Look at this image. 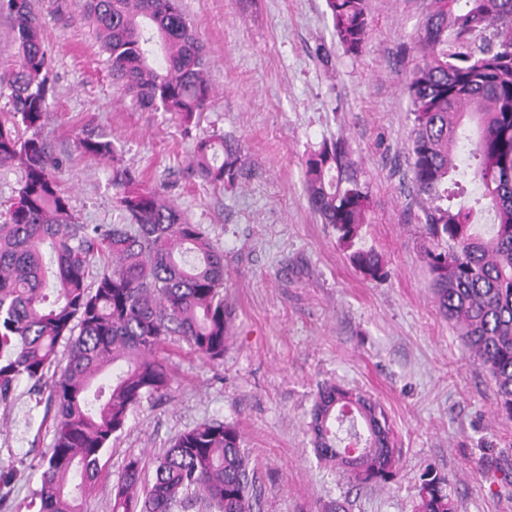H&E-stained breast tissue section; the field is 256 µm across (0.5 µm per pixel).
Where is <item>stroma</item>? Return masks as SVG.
<instances>
[{"instance_id":"obj_1","label":"stroma","mask_w":512,"mask_h":512,"mask_svg":"<svg viewBox=\"0 0 512 512\" xmlns=\"http://www.w3.org/2000/svg\"><path fill=\"white\" fill-rule=\"evenodd\" d=\"M428 0H366L359 56L343 53L325 0H183L204 44L214 97L191 132L167 112L138 108L100 50L75 0H35L45 45L50 110L43 135L61 161L60 187L80 223L123 221L112 166L161 185L224 252V296L233 307L221 363L177 336L162 357L169 389L144 400L101 457L85 512H112L113 479L132 459L144 475L171 439L205 421L236 425L254 471L253 512H417L421 473L448 474L457 512H512V419L430 288L420 208L407 161L403 86ZM218 132L241 146L238 183L196 176V138ZM112 140L116 158L92 161L76 142ZM346 138L369 192L366 245L386 261L373 281L348 262L331 227L306 199L305 160ZM340 382L378 401L399 450L398 475L366 488L319 462L307 423L319 386ZM52 418L18 381L0 408V512H37Z\"/></svg>"}]
</instances>
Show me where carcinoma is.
Masks as SVG:
<instances>
[{
  "instance_id": "cac0c4a2",
  "label": "carcinoma",
  "mask_w": 512,
  "mask_h": 512,
  "mask_svg": "<svg viewBox=\"0 0 512 512\" xmlns=\"http://www.w3.org/2000/svg\"><path fill=\"white\" fill-rule=\"evenodd\" d=\"M343 52L357 57L369 20L365 0H325ZM124 89L146 111L169 112L189 129L213 97L203 44L182 0H82ZM405 83L411 123V182L430 246L424 258L440 310L495 386L512 419V0H429ZM11 20L16 63L0 86L12 110L0 115V167L23 171L0 222V405L24 379L48 391L53 443L43 461L39 512H83L100 457L143 400L165 392L171 373L159 350L182 337L219 364L229 338L224 251L157 187L125 167L112 170L123 224H81L60 189L57 161L42 137L51 56L32 0H0ZM466 158L456 152L460 140ZM80 153L107 161L112 141L87 134ZM195 173L232 187L241 146L216 132L196 139ZM470 176L478 193L456 203ZM310 210L332 227L352 267L386 275L383 257L360 243L369 193L346 140L324 142L306 160ZM488 213L489 224L476 223ZM55 297L48 300L46 290ZM65 343L67 365L50 371ZM308 429L316 457L366 486L396 476L397 448L384 408L338 383L317 391ZM131 459L112 482V512H174L202 494L217 512H252L251 469L240 434L206 421L177 434L147 490ZM448 475L420 476L418 512H455Z\"/></svg>"
}]
</instances>
